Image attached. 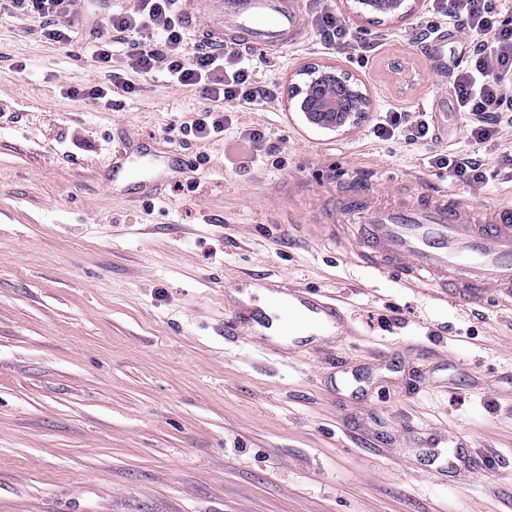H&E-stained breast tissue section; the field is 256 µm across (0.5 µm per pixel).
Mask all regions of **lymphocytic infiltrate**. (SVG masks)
Masks as SVG:
<instances>
[{
    "label": "lymphocytic infiltrate",
    "instance_id": "lymphocytic-infiltrate-1",
    "mask_svg": "<svg viewBox=\"0 0 512 512\" xmlns=\"http://www.w3.org/2000/svg\"><path fill=\"white\" fill-rule=\"evenodd\" d=\"M313 26L328 45L365 57L368 45L352 32L329 0H315ZM75 0H10L16 18L38 22L42 37L58 47L77 39ZM450 27L466 34L472 47L451 72L450 93L458 111L468 117V133L483 143L498 136L503 123L512 124V17L497 0H432L430 33ZM99 78L72 87L68 96L92 99L111 111L120 110L121 94L135 90L133 76L164 73L175 87L201 89L207 104L180 126L183 138L203 142L223 133L227 113L267 104L272 91L258 81L246 55L234 48L217 51L189 48L179 0H132L129 7L110 11L103 28L91 31L86 43ZM430 130L426 112L406 114L389 107L373 125L378 138L398 137L413 144ZM432 168L470 185L487 181L484 163L455 153L428 159Z\"/></svg>",
    "mask_w": 512,
    "mask_h": 512
}]
</instances>
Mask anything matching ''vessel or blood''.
Returning <instances> with one entry per match:
<instances>
[{
    "label": "vessel or blood",
    "mask_w": 512,
    "mask_h": 512,
    "mask_svg": "<svg viewBox=\"0 0 512 512\" xmlns=\"http://www.w3.org/2000/svg\"><path fill=\"white\" fill-rule=\"evenodd\" d=\"M182 2L183 24L200 46L280 48L303 32L300 8L287 0ZM136 158L146 160V174L132 171ZM183 166L177 151H158L128 137L113 151L104 182H127L147 196ZM341 212L360 214L354 234H346L341 224H318L315 235L336 251L352 254L359 265L394 275L404 286L436 289L443 300L466 297L479 304L493 295L512 307L511 206L474 209L443 190L410 203H369L353 192L344 197ZM255 286L267 296L266 307L248 299L238 304L225 335L250 339L264 351L287 357L310 341L351 332L338 297L294 288L281 279L259 280Z\"/></svg>",
    "instance_id": "b4317fda"
}]
</instances>
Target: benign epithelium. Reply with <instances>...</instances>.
Masks as SVG:
<instances>
[{
	"mask_svg": "<svg viewBox=\"0 0 512 512\" xmlns=\"http://www.w3.org/2000/svg\"><path fill=\"white\" fill-rule=\"evenodd\" d=\"M420 0H353L344 3L345 11L355 19H365V13L384 8L396 19L407 18L417 12ZM306 76L302 92L305 94L304 112L315 124L325 119L323 126L340 129L355 124L369 106V96L359 89L358 79L335 65H315L301 70Z\"/></svg>",
	"mask_w": 512,
	"mask_h": 512,
	"instance_id": "7a95c632",
	"label": "benign epithelium"
}]
</instances>
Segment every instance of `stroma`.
<instances>
[{
    "instance_id": "35a3bbf8",
    "label": "stroma",
    "mask_w": 512,
    "mask_h": 512,
    "mask_svg": "<svg viewBox=\"0 0 512 512\" xmlns=\"http://www.w3.org/2000/svg\"><path fill=\"white\" fill-rule=\"evenodd\" d=\"M429 19L355 24L363 59L310 26L250 53L275 101L187 143L199 90L138 77L117 112L68 97L96 77L81 48L50 45L0 0V512H512V311L442 303L307 230L335 223L355 180L512 204V128L471 140L448 94L469 42L449 32L437 69L417 39ZM328 61L371 98L349 131L309 123L289 95L300 67ZM388 105L428 110L427 138L375 137ZM129 135L187 160L156 196L105 188ZM446 152L485 163L487 184L429 167ZM244 275L341 296L352 333L289 359L225 338ZM435 430L469 434L477 467L419 470Z\"/></svg>"
}]
</instances>
